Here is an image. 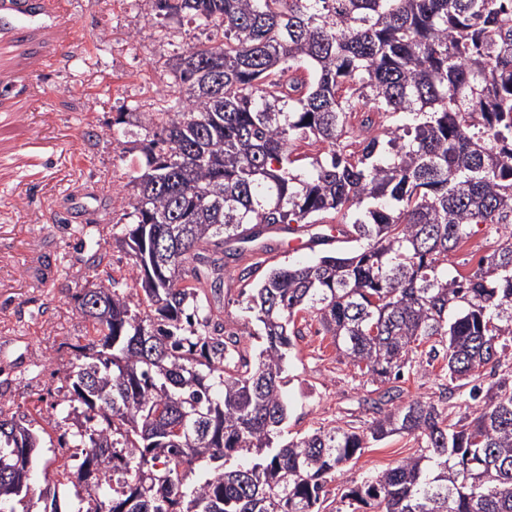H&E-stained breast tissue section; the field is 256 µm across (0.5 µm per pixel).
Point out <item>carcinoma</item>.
<instances>
[{"mask_svg": "<svg viewBox=\"0 0 512 512\" xmlns=\"http://www.w3.org/2000/svg\"><path fill=\"white\" fill-rule=\"evenodd\" d=\"M153 4L224 35L169 63L173 105L135 115L153 134L113 234L133 284L76 295L80 478L115 484L80 512H320L368 444L401 434L422 453L348 487L351 512H512V0ZM369 100L407 122L375 131ZM359 112L354 157L337 141ZM306 138L324 152L300 170ZM276 224H342L354 243L270 267L247 296L253 319L228 328L224 272L250 279ZM478 224L502 241L448 273ZM305 310L357 374L388 385L364 398L369 426L282 438ZM425 344L426 364L444 361L445 399L403 402L396 382ZM487 367L497 380L483 388ZM467 385L473 409L454 402ZM38 443L32 421L0 407V503L32 493L15 450Z\"/></svg>", "mask_w": 512, "mask_h": 512, "instance_id": "carcinoma-1", "label": "carcinoma"}]
</instances>
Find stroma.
<instances>
[{
    "label": "stroma",
    "instance_id": "obj_1",
    "mask_svg": "<svg viewBox=\"0 0 512 512\" xmlns=\"http://www.w3.org/2000/svg\"><path fill=\"white\" fill-rule=\"evenodd\" d=\"M207 29L157 16L152 0H72L68 22L33 21L0 35V402L15 416L36 415L44 442L30 465L34 489L54 488L58 512L80 500L111 498L87 480L66 482L82 409L66 379L87 324L73 293L86 282L131 279V262L112 239L125 224L129 177L146 132L126 112H155L173 101L169 63ZM60 48L54 69L47 50ZM499 239L475 226L449 260L476 268ZM301 338L288 358L286 436L320 426H368L364 398L373 385L355 375L313 315L298 319ZM413 438L372 443L344 477L329 483L321 512H336L346 483L361 481L417 454Z\"/></svg>",
    "mask_w": 512,
    "mask_h": 512
}]
</instances>
